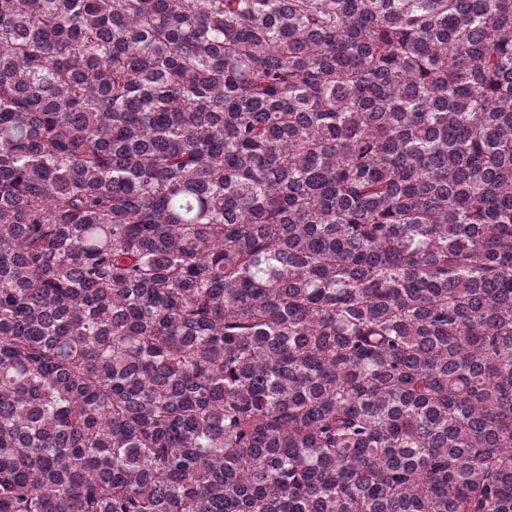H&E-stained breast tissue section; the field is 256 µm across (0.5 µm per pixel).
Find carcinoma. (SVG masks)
Here are the masks:
<instances>
[{
    "label": "carcinoma",
    "instance_id": "cac0c4a2",
    "mask_svg": "<svg viewBox=\"0 0 512 512\" xmlns=\"http://www.w3.org/2000/svg\"><path fill=\"white\" fill-rule=\"evenodd\" d=\"M0 512H512V0H0Z\"/></svg>",
    "mask_w": 512,
    "mask_h": 512
}]
</instances>
